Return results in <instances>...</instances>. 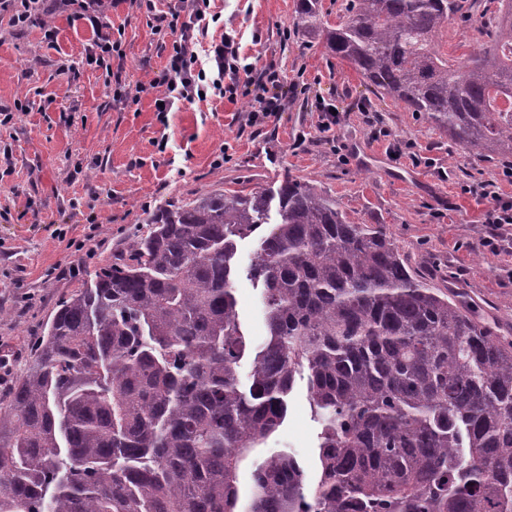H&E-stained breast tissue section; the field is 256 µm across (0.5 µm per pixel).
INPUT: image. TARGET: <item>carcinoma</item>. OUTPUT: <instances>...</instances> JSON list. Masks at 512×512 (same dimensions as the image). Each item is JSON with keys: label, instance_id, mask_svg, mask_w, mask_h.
<instances>
[{"label": "carcinoma", "instance_id": "obj_1", "mask_svg": "<svg viewBox=\"0 0 512 512\" xmlns=\"http://www.w3.org/2000/svg\"><path fill=\"white\" fill-rule=\"evenodd\" d=\"M317 2L299 0L298 25L374 95L480 160L512 156V0H348L334 27ZM478 8L485 46L448 55L445 28ZM148 223L60 302L0 410V512H239L240 464L298 377L319 476L284 452L254 460L248 512H512V340L384 225L288 176ZM247 238L257 347L235 297Z\"/></svg>", "mask_w": 512, "mask_h": 512}]
</instances>
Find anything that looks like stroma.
I'll list each match as a JSON object with an SVG mask.
<instances>
[{"instance_id": "35a3bbf8", "label": "stroma", "mask_w": 512, "mask_h": 512, "mask_svg": "<svg viewBox=\"0 0 512 512\" xmlns=\"http://www.w3.org/2000/svg\"><path fill=\"white\" fill-rule=\"evenodd\" d=\"M298 0H211L207 41L236 37L252 82L275 67L286 94L276 118L253 124L247 98L214 95L175 104L158 116L151 95L136 86L163 71L170 38L155 34L136 0H109L105 11L123 33L111 59L114 99L100 69L88 65L89 22L48 15L55 42L40 27L19 28L0 11V102L34 92L33 108L0 126V398L23 375L58 305L82 288L70 266L111 263L130 237L147 232L150 216L166 203L207 192L277 187L284 176L312 182L336 198L356 222L386 225L419 266L445 264L447 284L467 292L475 309L512 338V252L483 245L486 201L471 193L494 185L512 200L502 172L512 160L473 159L425 120L390 98L373 95L362 76L326 49L318 32L297 25ZM334 104L340 123L322 131L317 100ZM386 128L390 139H373ZM412 142L426 157L413 166L392 159L389 140ZM229 162L214 166L220 148ZM94 240H86L89 225ZM64 237H56V229ZM88 241L89 252L75 245ZM236 298L245 335L261 341L265 326L259 290L238 275ZM314 420L305 380H297L288 418L254 449H284L300 459L308 482L318 477Z\"/></svg>"}]
</instances>
